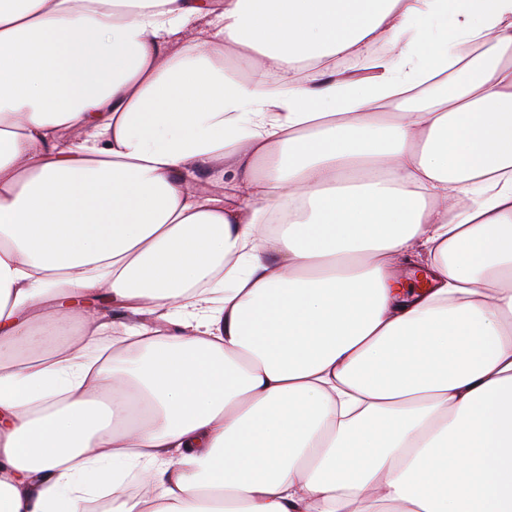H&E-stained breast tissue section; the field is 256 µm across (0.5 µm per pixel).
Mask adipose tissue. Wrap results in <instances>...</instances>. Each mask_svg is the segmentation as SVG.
I'll return each mask as SVG.
<instances>
[{
    "label": "adipose tissue",
    "mask_w": 512,
    "mask_h": 512,
    "mask_svg": "<svg viewBox=\"0 0 512 512\" xmlns=\"http://www.w3.org/2000/svg\"><path fill=\"white\" fill-rule=\"evenodd\" d=\"M103 488L512 512V0H0V512Z\"/></svg>",
    "instance_id": "1"
}]
</instances>
